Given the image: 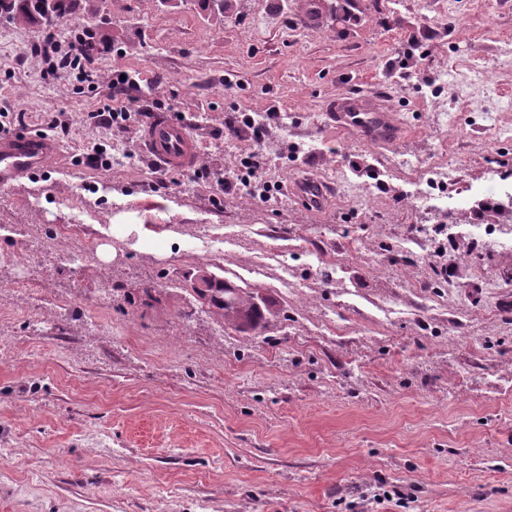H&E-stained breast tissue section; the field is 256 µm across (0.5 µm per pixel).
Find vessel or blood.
I'll return each instance as SVG.
<instances>
[{
    "instance_id": "b4317fda",
    "label": "vessel or blood",
    "mask_w": 512,
    "mask_h": 512,
    "mask_svg": "<svg viewBox=\"0 0 512 512\" xmlns=\"http://www.w3.org/2000/svg\"><path fill=\"white\" fill-rule=\"evenodd\" d=\"M329 117L338 128L362 130L369 141L380 145L397 142L403 134L393 112L374 95H340L332 101ZM141 138L147 153L162 167L187 170L199 161V146L187 121L158 115ZM56 149L54 142L36 133L0 138V188L14 187L20 178L41 170Z\"/></svg>"
}]
</instances>
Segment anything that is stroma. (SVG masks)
<instances>
[{"mask_svg":"<svg viewBox=\"0 0 512 512\" xmlns=\"http://www.w3.org/2000/svg\"><path fill=\"white\" fill-rule=\"evenodd\" d=\"M278 2L71 0L52 32L0 21V107L58 146L0 189V225L42 238L77 214L98 239L48 266L0 237L15 276L41 284L37 303L0 285V512H512V247L459 235L512 226V209L432 211L397 164L452 161L449 196L512 182V139L485 121L512 126V0H354L312 23L309 0ZM87 26L109 45L93 86L39 53ZM411 36L427 62L391 67ZM117 68L189 122L201 163L222 172L260 151L280 194L219 202L188 170L153 189L140 125L115 138L87 119ZM363 91L408 140L370 145L328 123L336 95ZM271 107L262 138L225 139L226 121ZM59 113L67 131L48 126ZM103 143L111 168L79 163ZM335 169L369 206L351 209ZM303 177L326 183L322 210L289 193ZM441 224L448 255H467L449 279L426 238ZM202 236L222 251L187 255ZM204 272L261 291V324L196 304Z\"/></svg>","mask_w":512,"mask_h":512,"instance_id":"stroma-1","label":"stroma"}]
</instances>
